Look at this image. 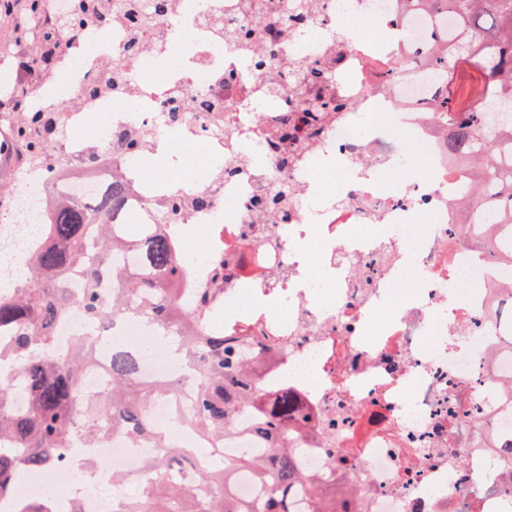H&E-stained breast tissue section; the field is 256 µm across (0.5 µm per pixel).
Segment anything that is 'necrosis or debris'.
<instances>
[{
    "mask_svg": "<svg viewBox=\"0 0 512 512\" xmlns=\"http://www.w3.org/2000/svg\"><path fill=\"white\" fill-rule=\"evenodd\" d=\"M258 2L174 0L167 19L139 28L118 12L110 31L70 42L52 74L36 80L14 66L35 109L43 108L50 84L73 92L95 78L105 91L55 113L63 135L54 176H40L38 188L17 182L0 194V268L33 251L52 196L87 204L118 177L127 202L113 223L153 224L171 196L209 193L211 210L186 211L178 222L186 276L176 286L184 293L211 287L197 268H215L232 255L237 276L224 290L225 305L250 291L278 307L276 318L258 307L219 325L225 336H254L273 349L259 368L260 384L271 398L288 396L307 418L309 433L294 442L304 469L326 488L357 485L346 512H466L476 497L484 512H512V484L502 482L479 444L480 431L512 428V406L485 385L491 374L512 381V353L502 348L490 312L496 289L512 288V266L497 259L499 244L476 243L473 226L477 218L501 223L502 215L487 200L473 216L457 195L469 169L448 151V115L438 107L444 83L420 62L435 35L455 36L458 18L403 0H317L305 38L284 33L278 61L261 75L257 44L233 35ZM353 18L381 27L385 40L359 39L348 27ZM133 40L138 51L125 54ZM339 51L345 68L329 75L323 91L353 109L330 113L316 136L288 143L293 161L281 166L265 150L277 118L293 106L277 83ZM116 60L123 84L112 91ZM174 110L180 122L169 121ZM113 125L146 135L150 151L174 139L211 163L188 181L159 187L133 158L105 151ZM96 144L100 161L85 169L82 158ZM324 167L337 174L327 191L313 183ZM284 185L293 196L288 218L264 225L252 201ZM193 224L203 229L196 239ZM408 273L417 279L414 293L371 331L374 313ZM116 348L134 353L142 381L173 384L147 415L169 443L196 449L197 467L217 454H262L247 415L210 443L177 427L178 413L192 409L195 379L172 357L167 333L139 321L115 325L90 370L91 391L109 387ZM157 453L154 442L111 430L86 451L106 465L95 487L84 488L71 463L61 461L24 470L12 493L43 498L52 512H112Z\"/></svg>",
    "mask_w": 512,
    "mask_h": 512,
    "instance_id": "obj_1",
    "label": "necrosis or debris"
}]
</instances>
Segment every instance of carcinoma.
<instances>
[{
  "label": "carcinoma",
  "mask_w": 512,
  "mask_h": 512,
  "mask_svg": "<svg viewBox=\"0 0 512 512\" xmlns=\"http://www.w3.org/2000/svg\"><path fill=\"white\" fill-rule=\"evenodd\" d=\"M438 9L459 17L464 42L448 48L436 65L446 72L460 62L479 67L488 94L484 98L512 99V0H431ZM172 8V0H87V23L107 29L112 12L126 10L139 22L150 24ZM74 26L61 21L43 31L45 47L33 60L35 73L46 72L55 49L65 42L64 33ZM249 36L260 42L267 62L276 61L281 28L269 21L252 26ZM342 104L316 94L296 100V107L313 122H318L330 107ZM439 107L455 112L448 147L453 152L466 148L491 163L488 171L500 173L499 205L512 211V129L502 136L497 124H483L478 110L461 107L455 97L442 91ZM18 123L13 143L25 149L28 160L37 164L50 160L56 139L52 121L33 128L26 112L16 114ZM107 144L115 150L134 145L126 130H108ZM480 169L465 181L463 198L470 206L481 203ZM290 190L283 187L268 198L260 210L275 220L288 216ZM122 206L121 190L111 185L101 198L83 206L70 198L56 203L53 221L42 225L41 245L28 263V278L11 292L0 291V495L10 488V477L20 465L29 469L61 460L74 446L77 434L85 447H95L107 427L121 428L135 439H148L163 449L150 465L140 489L126 496L124 512H294V500L303 501L309 512H339L341 504L329 506L324 496L352 494L324 491L305 473L297 448L288 447V396L270 406L259 383L252 378L250 364L263 346L253 347L246 339L230 340L224 330L207 325L209 315L224 300V285L236 277V268L223 263L218 287L194 296V308L172 300L173 284L183 277V266L168 232L180 201L158 216L146 236H133L124 224H112V210ZM126 247L137 252L149 273H126L115 267L116 253ZM112 277V301L102 297L100 274ZM79 288L73 296L72 286ZM86 314L101 322L125 311L144 323L167 325L176 331L172 343L188 369L198 374L196 402L187 422L203 436H217L230 428L239 412L253 417L252 431L268 443L265 454H243L226 459L223 466L199 477L208 485L207 498H182L178 479L189 465L188 456L163 447V441L146 417L150 401L165 394L160 386L145 384L133 377L136 358L132 354L112 356V385L104 392L91 394L84 387L91 368L93 346L103 340L78 336L71 347L55 350L53 330L73 302ZM495 320L502 330L512 333V295L496 308ZM26 394L27 404L18 411L13 404L15 391ZM249 472L260 485L261 498L249 502L234 499L226 489L227 477L234 471Z\"/></svg>",
  "instance_id": "cac0c4a2"
}]
</instances>
